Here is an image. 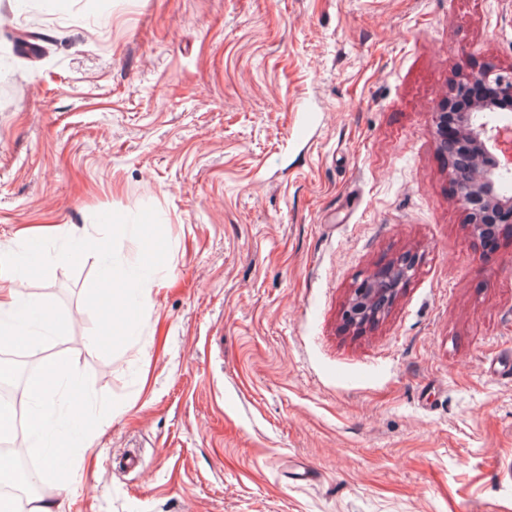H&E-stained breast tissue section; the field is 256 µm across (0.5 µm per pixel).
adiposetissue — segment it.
Here are the masks:
<instances>
[{
  "instance_id": "ef3b65f1",
  "label": "adipose tissue",
  "mask_w": 512,
  "mask_h": 512,
  "mask_svg": "<svg viewBox=\"0 0 512 512\" xmlns=\"http://www.w3.org/2000/svg\"><path fill=\"white\" fill-rule=\"evenodd\" d=\"M63 236L60 226L42 224L17 232L12 244L0 245V334L22 330L28 333L41 329L37 318L39 302L24 290L25 258L21 251L24 243L39 241L51 243Z\"/></svg>"
}]
</instances>
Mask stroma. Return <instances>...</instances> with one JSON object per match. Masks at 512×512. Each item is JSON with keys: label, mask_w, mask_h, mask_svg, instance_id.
Returning <instances> with one entry per match:
<instances>
[{"label": "stroma", "mask_w": 512, "mask_h": 512, "mask_svg": "<svg viewBox=\"0 0 512 512\" xmlns=\"http://www.w3.org/2000/svg\"><path fill=\"white\" fill-rule=\"evenodd\" d=\"M0 243L26 245L48 331L35 391L82 401L58 436L71 512H512V233L473 237L434 114L512 68V0H0ZM92 232L156 282L108 302ZM414 276L362 331L353 289ZM57 356L60 369L46 356ZM78 382L67 386L65 367ZM108 420L76 445L85 413ZM480 80L491 82L496 85L497 92L501 99H506L512 104V69L504 71L502 69L488 68L482 73L471 75L465 82H461L455 89V95L463 94L468 82Z\"/></svg>", "instance_id": "35a3bbf8"}]
</instances>
